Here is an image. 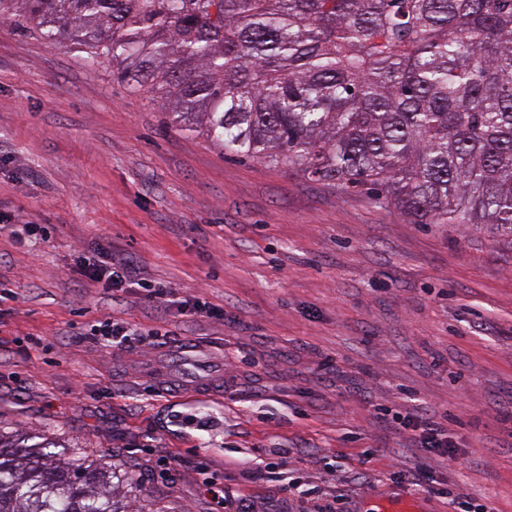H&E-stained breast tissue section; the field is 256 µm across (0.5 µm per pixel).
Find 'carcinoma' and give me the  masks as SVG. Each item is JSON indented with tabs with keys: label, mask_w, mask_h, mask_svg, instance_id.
I'll list each match as a JSON object with an SVG mask.
<instances>
[{
	"label": "carcinoma",
	"mask_w": 512,
	"mask_h": 512,
	"mask_svg": "<svg viewBox=\"0 0 512 512\" xmlns=\"http://www.w3.org/2000/svg\"><path fill=\"white\" fill-rule=\"evenodd\" d=\"M225 154L512 235V0H0ZM128 479L0 427V512H130Z\"/></svg>",
	"instance_id": "carcinoma-1"
}]
</instances>
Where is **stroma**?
<instances>
[{"label":"stroma","mask_w":512,"mask_h":512,"mask_svg":"<svg viewBox=\"0 0 512 512\" xmlns=\"http://www.w3.org/2000/svg\"><path fill=\"white\" fill-rule=\"evenodd\" d=\"M0 214V425L128 474L133 512H214L207 473L260 512H451L449 490L512 512V237L224 155L6 24ZM93 250L176 304L92 282ZM195 296L223 321L182 315ZM108 318L162 336L105 347ZM416 412L445 417L456 460L395 428ZM422 466L433 492L393 477Z\"/></svg>","instance_id":"1"}]
</instances>
